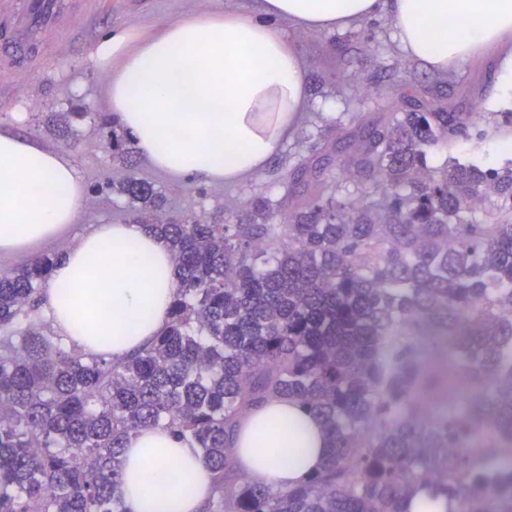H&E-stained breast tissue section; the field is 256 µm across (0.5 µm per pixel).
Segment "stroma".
<instances>
[{"mask_svg":"<svg viewBox=\"0 0 512 512\" xmlns=\"http://www.w3.org/2000/svg\"><path fill=\"white\" fill-rule=\"evenodd\" d=\"M73 45L57 49L44 46L41 64H19L9 86L0 87V128L41 141L61 151L82 177L87 193L78 223L69 225L57 239L31 249L0 255V273L29 263L39 255L65 252L95 224H121L130 219L125 198L112 194V182L132 176L153 184L176 219L195 218L209 224L234 223L237 208L265 196L278 204L275 223H282L287 191L282 172L316 154L325 139L343 135L362 118L382 111L387 99L396 97L399 82L432 84L456 97L475 87L493 63L479 61L449 74L427 72L401 49L397 29L389 17L347 29L323 32L301 31L283 23L307 63L311 91L308 111L296 137L283 143L269 167L230 186L202 182L184 184L152 169L143 157L127 162L113 153L107 142L112 121L103 103L105 78L94 66L92 55L100 35L117 25L152 29L189 12L231 10L250 12L257 0H98ZM51 112H73L77 118L67 139L50 134L44 119ZM512 160L500 152L492 135L461 139L434 146L428 163L434 168L459 162L485 168Z\"/></svg>","mask_w":512,"mask_h":512,"instance_id":"1","label":"stroma"}]
</instances>
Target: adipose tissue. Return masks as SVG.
<instances>
[{"mask_svg": "<svg viewBox=\"0 0 512 512\" xmlns=\"http://www.w3.org/2000/svg\"><path fill=\"white\" fill-rule=\"evenodd\" d=\"M390 15L403 50L445 74L489 57L512 88V0H260L242 14L182 15L152 33L109 29L94 60L104 105L156 171L227 185L264 170L295 136L309 102L306 64L282 22L346 29ZM86 187L60 151L0 130V254L55 237L80 219ZM177 279L166 241L136 222L84 234L42 283L47 315L75 350L119 360L165 327ZM87 306L84 317L75 307ZM329 439L290 398L270 400L238 432L234 464L253 483L285 492L317 471ZM302 449L297 465L281 452ZM117 492L127 512H206L212 475L199 448L163 428L127 442Z\"/></svg>", "mask_w": 512, "mask_h": 512, "instance_id": "obj_1", "label": "adipose tissue"}]
</instances>
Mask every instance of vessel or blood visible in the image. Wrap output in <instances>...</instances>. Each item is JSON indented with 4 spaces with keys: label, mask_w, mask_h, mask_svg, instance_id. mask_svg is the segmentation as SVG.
<instances>
[{
    "label": "vessel or blood",
    "mask_w": 512,
    "mask_h": 512,
    "mask_svg": "<svg viewBox=\"0 0 512 512\" xmlns=\"http://www.w3.org/2000/svg\"><path fill=\"white\" fill-rule=\"evenodd\" d=\"M92 5L93 0H0V73H9L32 43L69 44Z\"/></svg>",
    "instance_id": "b4317fda"
}]
</instances>
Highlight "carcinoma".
<instances>
[{
	"instance_id": "obj_1",
	"label": "carcinoma",
	"mask_w": 512,
	"mask_h": 512,
	"mask_svg": "<svg viewBox=\"0 0 512 512\" xmlns=\"http://www.w3.org/2000/svg\"><path fill=\"white\" fill-rule=\"evenodd\" d=\"M479 94L401 86L389 112L287 170L285 224L268 198L234 224L173 223L154 187L112 192L168 243L177 292L162 331L125 359L86 356L32 314L61 255L0 275V512H127L129 436L163 426L211 469V512H407L419 490L459 512H512V164L433 170L428 150L482 137ZM287 396L329 435L323 466L286 493L236 471L239 420Z\"/></svg>"
}]
</instances>
